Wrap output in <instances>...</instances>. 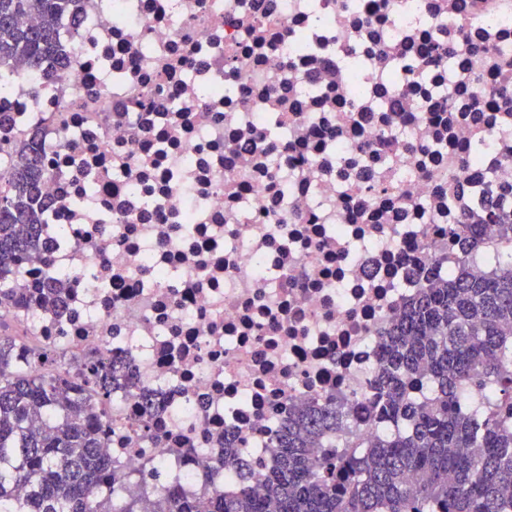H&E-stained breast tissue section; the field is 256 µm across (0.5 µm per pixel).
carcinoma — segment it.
Masks as SVG:
<instances>
[{
    "mask_svg": "<svg viewBox=\"0 0 512 512\" xmlns=\"http://www.w3.org/2000/svg\"><path fill=\"white\" fill-rule=\"evenodd\" d=\"M79 0H0V87L15 62L35 70L53 62L61 77L60 21L76 17ZM34 15L37 23L20 24ZM256 39L271 20H238ZM471 50L501 88L512 84V61L498 62L489 46L474 45L465 28L442 48ZM476 96L473 112H497ZM15 147L9 118L0 112V153ZM24 162L0 180V271L43 246L49 202L45 170L29 142ZM512 187L482 200L480 213L453 229L460 261L476 255L481 226L493 224L512 245ZM494 270L472 277L448 266L433 275L400 322L387 332L384 355L367 401V419L382 431L336 447L350 413L331 399L288 412L270 448L277 464L264 492L242 486L226 496L203 488L188 496L164 487L158 496H126L101 452V420L112 408V385L128 375L92 359L77 369L64 354L42 350L32 373L15 361L16 338L0 334V512H512V251L490 258ZM43 303L60 300L50 275L36 284ZM31 289L0 278V305L20 302ZM137 426L151 435L160 403L145 390Z\"/></svg>",
    "mask_w": 512,
    "mask_h": 512,
    "instance_id": "1",
    "label": "carcinoma"
}]
</instances>
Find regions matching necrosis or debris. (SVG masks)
<instances>
[{
  "label": "necrosis or debris",
  "mask_w": 512,
  "mask_h": 512,
  "mask_svg": "<svg viewBox=\"0 0 512 512\" xmlns=\"http://www.w3.org/2000/svg\"><path fill=\"white\" fill-rule=\"evenodd\" d=\"M349 2L354 20L340 28L337 0H80L59 28L62 78L22 66L0 92L16 136L37 134L52 203L49 251L9 276L66 284L63 307L0 305V324L17 329L15 357L31 372L38 348L129 368L101 423L124 494L141 492L133 475L149 465L202 489L231 437L261 486L271 432L318 399L341 401L377 437L363 406L383 333L457 260L450 230L471 197L449 193L453 164L478 156L482 187L512 185V112L470 110L493 80L467 51L443 65L423 44L425 30L464 20L473 43L512 59V0L478 11L447 0L442 12L435 0ZM267 3L277 36L252 42L233 17ZM415 70L442 72L445 111L396 106ZM309 78L327 96L299 94ZM228 82L246 107L228 104ZM280 111L282 135L268 123ZM382 178L400 203L372 192ZM231 181L242 191L227 192ZM144 389L167 405L154 444L132 428Z\"/></svg>",
  "instance_id": "4bbe7bcc"
}]
</instances>
